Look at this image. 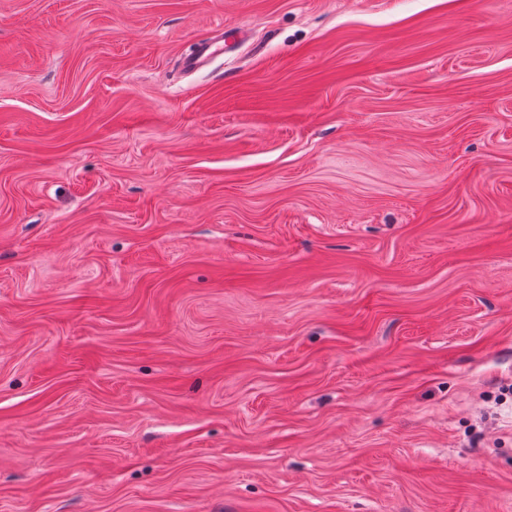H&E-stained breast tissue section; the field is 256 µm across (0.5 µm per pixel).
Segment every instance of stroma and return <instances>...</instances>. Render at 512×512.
I'll list each match as a JSON object with an SVG mask.
<instances>
[{"instance_id":"stroma-1","label":"stroma","mask_w":512,"mask_h":512,"mask_svg":"<svg viewBox=\"0 0 512 512\" xmlns=\"http://www.w3.org/2000/svg\"><path fill=\"white\" fill-rule=\"evenodd\" d=\"M0 512H512V0H0ZM224 28H220V37L210 36L199 39L196 48L180 59L181 67L186 71H198L206 67L216 56L224 54Z\"/></svg>"}]
</instances>
